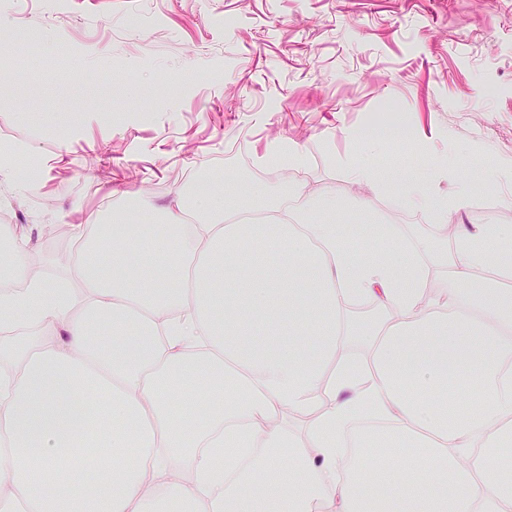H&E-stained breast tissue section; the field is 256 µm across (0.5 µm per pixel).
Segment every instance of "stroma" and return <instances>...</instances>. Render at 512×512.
I'll return each mask as SVG.
<instances>
[{
	"instance_id": "obj_1",
	"label": "stroma",
	"mask_w": 512,
	"mask_h": 512,
	"mask_svg": "<svg viewBox=\"0 0 512 512\" xmlns=\"http://www.w3.org/2000/svg\"><path fill=\"white\" fill-rule=\"evenodd\" d=\"M0 0V182L8 223L46 280L68 283L70 242L52 231L155 212L198 182L263 184L266 205L295 184L351 204L337 215L356 250L389 248L370 226L416 242L430 215L353 180L372 163L453 196L484 194L457 224L512 227V0ZM308 150L305 169L263 168L268 150Z\"/></svg>"
}]
</instances>
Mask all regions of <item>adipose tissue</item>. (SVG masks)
<instances>
[{
  "mask_svg": "<svg viewBox=\"0 0 512 512\" xmlns=\"http://www.w3.org/2000/svg\"><path fill=\"white\" fill-rule=\"evenodd\" d=\"M397 185L440 223L469 202L466 189L450 201ZM297 195L254 224L236 216L239 192L199 186L203 221L187 229L168 211V234L136 256L132 225H77L69 303L46 300L26 237L0 225V267L21 287L0 306L42 328L0 344V512H512V290L488 274L502 228L457 225L427 304V241L354 251L335 196L298 208ZM362 299L386 319L366 357L339 360L363 333L346 321ZM290 410L310 417L306 443L280 423ZM366 416L378 431L356 434ZM397 457L412 486L401 503Z\"/></svg>",
  "mask_w": 512,
  "mask_h": 512,
  "instance_id": "1",
  "label": "adipose tissue"
}]
</instances>
